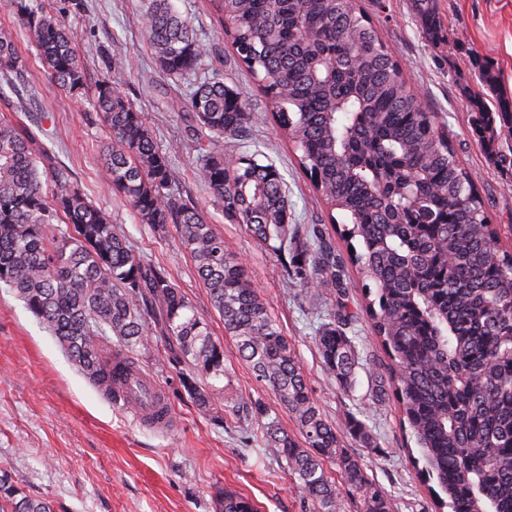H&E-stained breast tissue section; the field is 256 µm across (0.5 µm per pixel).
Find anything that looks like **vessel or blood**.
Wrapping results in <instances>:
<instances>
[{
	"instance_id": "obj_1",
	"label": "vessel or blood",
	"mask_w": 512,
	"mask_h": 512,
	"mask_svg": "<svg viewBox=\"0 0 512 512\" xmlns=\"http://www.w3.org/2000/svg\"><path fill=\"white\" fill-rule=\"evenodd\" d=\"M120 389L124 404L135 411L138 420L162 430L177 427L165 393L140 369L128 371Z\"/></svg>"
}]
</instances>
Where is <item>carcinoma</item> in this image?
Masks as SVG:
<instances>
[{
    "instance_id": "1",
    "label": "carcinoma",
    "mask_w": 512,
    "mask_h": 512,
    "mask_svg": "<svg viewBox=\"0 0 512 512\" xmlns=\"http://www.w3.org/2000/svg\"><path fill=\"white\" fill-rule=\"evenodd\" d=\"M236 58L257 79L282 137L293 143L329 211L348 223L341 254L317 226L300 235L273 164L232 154L246 137L249 102L220 79L189 92L200 127L225 149L199 147L203 176L224 216L246 226L279 254L293 250L294 275L307 288L332 287L336 304L317 312L314 343L336 384L354 385L358 352L343 303L348 265L374 296L366 315L390 359L388 385L419 449L421 474L436 482L448 512H512V254L500 244L479 192L437 120L412 93L357 0H210ZM51 80L84 89V62L61 13L37 0H12ZM432 43L448 40L436 0H415ZM143 29L167 75L196 70L205 50L169 0H148ZM490 70L469 92L470 127L488 159L512 170V98ZM29 87L14 33L0 28V100ZM93 106L110 137L104 176L140 223L172 224L195 262L224 334L240 358L294 418L301 439L278 427L267 409L241 405L268 447L284 458L316 512H344L324 464L342 473L361 512H394L391 498L367 476L313 399L291 343L197 204L174 193L179 181L143 116L110 82ZM54 184L52 196L43 179ZM0 283L57 338L107 398L118 401L114 358L133 364L159 333L166 361L179 367L184 390L205 409L224 400V343L182 294L168 270L134 253L110 216L94 205L59 164L53 149L18 120L0 118ZM116 351H111V347ZM218 512H256L231 490ZM0 512H54L0 469Z\"/></svg>"
}]
</instances>
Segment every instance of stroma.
I'll return each mask as SVG.
<instances>
[{"instance_id":"stroma-1","label":"stroma","mask_w":512,"mask_h":512,"mask_svg":"<svg viewBox=\"0 0 512 512\" xmlns=\"http://www.w3.org/2000/svg\"><path fill=\"white\" fill-rule=\"evenodd\" d=\"M172 3L209 49L198 73L169 77L159 71L143 35V0H85L84 11L65 15L85 62L84 90L72 94L53 85L35 45L23 37L19 49L31 73L28 103L15 114L0 102V114L43 130L58 162L70 168L79 187L110 215L135 253L163 264L214 336L223 339L224 424L215 426L211 412L184 391L178 369L165 363L160 346L154 357L140 359L139 365L164 390L179 426L164 432L139 423L126 405L106 399L91 385L15 293L1 285L0 466L27 494L50 499L54 512H216L215 495L224 487L251 499L258 512H312L284 460L235 411L239 403L257 402L288 434L298 432L287 409L255 379L235 342L225 337L224 324L178 232L171 228L158 234L140 223L124 197L102 178L108 133L92 96L98 80L107 78L142 112L159 149L178 169L181 196L201 208L245 264L293 345L313 398L343 433L349 452L393 500L397 512H436L433 484L420 474V454L401 424L397 400L375 396L378 382L387 377L389 358L362 308L361 278L354 274L347 282V307L354 316V343L360 354L355 386L347 393L323 371L312 341L316 312L331 306L333 293L323 292L319 302H312L302 284L286 277L283 257L260 244L245 226L226 220L210 195L185 96L197 78L215 76L250 101L255 118L239 149L262 152L283 174L296 223L305 228L329 221L310 177L296 164L292 145L280 140L267 117L256 79L235 62L208 0ZM359 4L402 65L418 99L437 113L479 187L503 249L512 252V170L494 166L473 137L468 98L486 68L512 95V0H436L448 31L447 42L437 45L425 37L413 0ZM119 57L126 59L125 68L112 67ZM352 417L367 426L369 443L347 435Z\"/></svg>"}]
</instances>
